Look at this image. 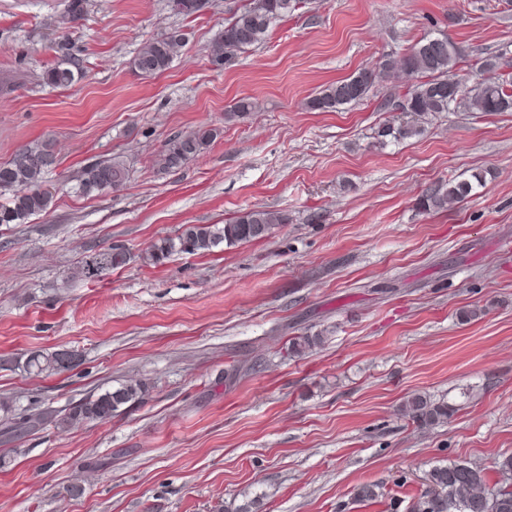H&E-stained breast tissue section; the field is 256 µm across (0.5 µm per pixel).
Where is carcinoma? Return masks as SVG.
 Returning a JSON list of instances; mask_svg holds the SVG:
<instances>
[{"mask_svg":"<svg viewBox=\"0 0 512 512\" xmlns=\"http://www.w3.org/2000/svg\"><path fill=\"white\" fill-rule=\"evenodd\" d=\"M299 0H247V3L229 9L224 30L214 42L218 53L211 56L213 64L221 67L235 57L263 44L274 22L296 9ZM172 10L191 17L200 12L206 0H170ZM185 40L178 30L168 32L146 43L134 57L132 67L145 77H153L168 70ZM459 54L446 37H424L405 54L399 64L390 61L383 69L395 71L407 84V92L399 101V110L412 117L429 113L447 112L451 106L463 104L477 112H512V80L496 75V64L483 63L479 78L464 102L448 100V80L457 77ZM81 77L72 69V59L64 54L41 74L43 83L55 87H68ZM378 75L362 69L354 75L324 87L307 102L308 108L333 112L338 107L356 104L366 99ZM255 109L250 99L236 101L225 120L245 117ZM421 129L415 123L397 128L385 125L378 137L403 139L417 135ZM220 134L217 128L200 127L184 135L168 139L158 151L155 164L162 170L178 169L195 160ZM53 153L48 143H36L19 151L15 157L0 164V192H12L10 203L0 206V224H23L29 218L48 212L52 194L42 187L48 166L37 160L42 154ZM127 170L120 160L97 162L85 168L80 191L85 195L100 193L126 179ZM472 190L469 181L450 182L432 189L419 202L424 210H445L462 201ZM288 223V215L263 208L249 209L233 220L217 224H189L175 237L163 236L156 240L146 259L161 264L176 252L205 253L220 242L228 245L250 243L269 237L274 229ZM129 254L122 248L104 249L86 259L78 268L85 278H100L126 264ZM323 337L299 336L290 343L289 353L300 356ZM23 370L33 375H55L72 370L61 363L58 352L34 351L28 355ZM142 393V384L128 383L110 388L94 398L79 402L62 418L58 426L77 422L103 423L110 420L124 405L135 401ZM6 413L4 433L10 434L29 423L28 415L17 413L8 402L0 403ZM403 411L422 427H432L448 420L455 408L434 401L421 394L409 396ZM502 476L500 484L489 490L482 470L462 463L436 466L428 473L426 487L412 502L409 512H512V456L497 463Z\"/></svg>","mask_w":512,"mask_h":512,"instance_id":"obj_1","label":"carcinoma"}]
</instances>
